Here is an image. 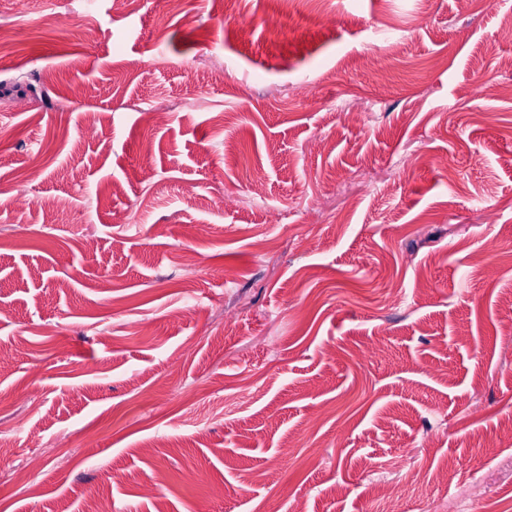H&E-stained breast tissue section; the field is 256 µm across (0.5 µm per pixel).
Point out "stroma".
I'll return each instance as SVG.
<instances>
[{"label":"stroma","mask_w":512,"mask_h":512,"mask_svg":"<svg viewBox=\"0 0 512 512\" xmlns=\"http://www.w3.org/2000/svg\"><path fill=\"white\" fill-rule=\"evenodd\" d=\"M510 17L0 0V512L512 498Z\"/></svg>","instance_id":"obj_1"}]
</instances>
